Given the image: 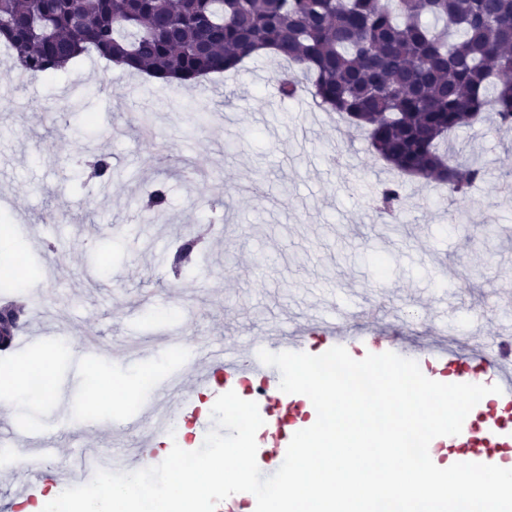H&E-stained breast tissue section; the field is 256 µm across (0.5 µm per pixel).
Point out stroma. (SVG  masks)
<instances>
[{"label":"stroma","instance_id":"obj_1","mask_svg":"<svg viewBox=\"0 0 512 512\" xmlns=\"http://www.w3.org/2000/svg\"><path fill=\"white\" fill-rule=\"evenodd\" d=\"M273 57L187 85L114 71L97 55L55 78L31 79L0 53V215L26 245L13 272L38 278L19 294L28 323L52 346L0 351V364L47 362L55 388L15 402L0 386V424L47 433L59 461L108 448L138 451L126 416L201 347L249 344L319 318L365 325L363 308L407 334L475 336L512 330V130L479 123L453 134L481 152L493 175L464 194L406 178L399 223L370 202L391 179L363 131L310 96L269 88ZM153 116L141 133L135 119ZM112 161L110 181L87 179L82 161ZM166 183L164 216L142 210L145 185ZM205 234L191 276L171 272L180 233ZM93 339L101 357L73 372L70 349ZM144 350L141 362L127 353ZM134 388L121 418L86 388Z\"/></svg>","mask_w":512,"mask_h":512}]
</instances>
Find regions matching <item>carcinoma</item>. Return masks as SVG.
<instances>
[{"instance_id":"cac0c4a2","label":"carcinoma","mask_w":512,"mask_h":512,"mask_svg":"<svg viewBox=\"0 0 512 512\" xmlns=\"http://www.w3.org/2000/svg\"><path fill=\"white\" fill-rule=\"evenodd\" d=\"M0 40L14 65L51 78L95 53L169 83L235 72L272 50L293 68L283 96L365 130L399 177L463 193L490 176L450 135L495 116L512 126V0H0ZM403 181L377 209L400 211ZM164 184L145 197L159 215Z\"/></svg>"}]
</instances>
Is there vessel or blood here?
<instances>
[{
  "label": "vessel or blood",
  "instance_id": "b4317fda",
  "mask_svg": "<svg viewBox=\"0 0 512 512\" xmlns=\"http://www.w3.org/2000/svg\"><path fill=\"white\" fill-rule=\"evenodd\" d=\"M312 337L318 338L325 347L340 345L358 354L391 351L420 362L429 375H449L457 383L500 386V393L487 395L482 400L486 408L483 432L475 433L472 421H464L461 432L450 436L448 445L467 449L468 461L476 463L486 462L488 449L512 448V429L503 425L500 417L501 412L512 410L511 337L491 336L486 342L470 345L464 352L451 344L434 340L411 348L401 336L384 329L367 327L355 331L318 322L296 328L285 340L270 333L259 337L251 347L245 349L233 342L208 348L200 357L199 367L189 371L176 370L163 379L142 416L132 420V427L143 432L141 447L136 455L109 457L92 449L81 450V463L67 472V479L84 484L91 480L96 470L134 471L140 469L144 462L154 460L157 441L166 437L177 415L194 414V392L210 387L216 376L221 378L228 391L235 389L242 381H253L258 389V404L272 421L282 422L299 416L301 408L309 402L308 397L282 392L278 369L263 364L258 352L262 349L299 352ZM52 458L53 453L47 446L30 449L21 467L27 480H45L46 464Z\"/></svg>",
  "mask_w": 512,
  "mask_h": 512
}]
</instances>
